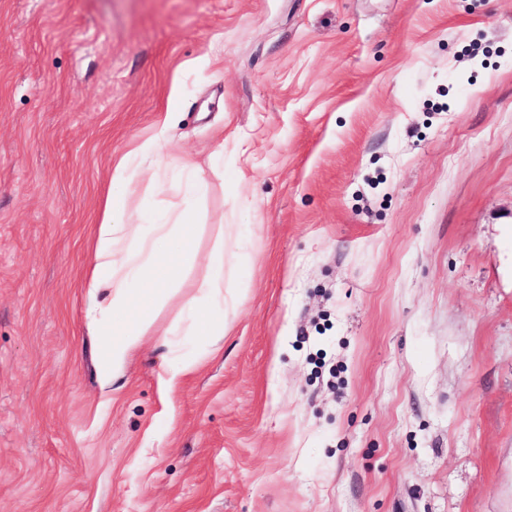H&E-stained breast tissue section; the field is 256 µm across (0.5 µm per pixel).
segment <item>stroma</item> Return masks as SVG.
Returning <instances> with one entry per match:
<instances>
[{
    "instance_id": "stroma-1",
    "label": "stroma",
    "mask_w": 512,
    "mask_h": 512,
    "mask_svg": "<svg viewBox=\"0 0 512 512\" xmlns=\"http://www.w3.org/2000/svg\"><path fill=\"white\" fill-rule=\"evenodd\" d=\"M192 157L218 348L111 386L82 282L115 164ZM0 512H512V0H0ZM173 364L166 368L160 376V384L167 394L172 393L178 386L181 378L189 373L196 362L181 351L173 350Z\"/></svg>"
}]
</instances>
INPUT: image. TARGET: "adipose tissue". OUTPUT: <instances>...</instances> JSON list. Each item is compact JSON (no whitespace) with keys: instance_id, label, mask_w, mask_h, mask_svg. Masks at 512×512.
I'll use <instances>...</instances> for the list:
<instances>
[{"instance_id":"1","label":"adipose tissue","mask_w":512,"mask_h":512,"mask_svg":"<svg viewBox=\"0 0 512 512\" xmlns=\"http://www.w3.org/2000/svg\"><path fill=\"white\" fill-rule=\"evenodd\" d=\"M179 169L181 192L161 216L128 217L115 194L106 196L83 282L87 322L102 338L103 384H111L148 336L158 308L175 293L182 266L195 255L189 202L204 196L208 185L190 158H182ZM214 230L205 273L182 302L187 335L204 337L212 345L224 335L225 306L224 227L218 224ZM174 241L180 249L172 253L168 246Z\"/></svg>"}]
</instances>
